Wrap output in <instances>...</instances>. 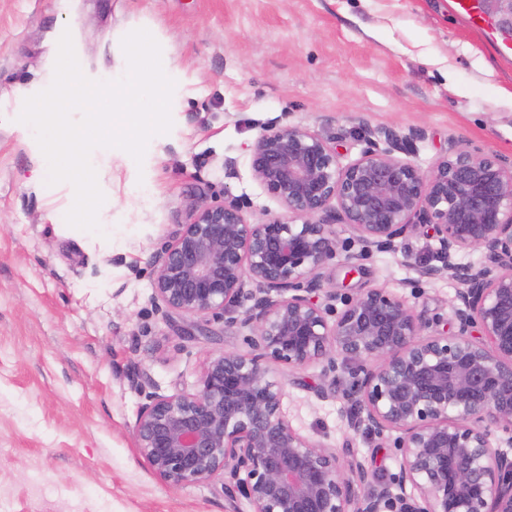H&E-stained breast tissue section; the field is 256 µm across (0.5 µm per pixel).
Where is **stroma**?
<instances>
[{
	"instance_id": "35a3bbf8",
	"label": "stroma",
	"mask_w": 512,
	"mask_h": 512,
	"mask_svg": "<svg viewBox=\"0 0 512 512\" xmlns=\"http://www.w3.org/2000/svg\"><path fill=\"white\" fill-rule=\"evenodd\" d=\"M458 0H0V512H251L221 480L172 488L152 474L133 433L134 367L160 392L195 391L205 360L247 352L244 331L156 308L150 261L205 204L243 199L248 221L284 210L254 178L251 146L272 121L311 130L358 158L371 133L420 130L414 161L430 171L450 142L512 161V45ZM147 29L175 83L173 127L142 162L94 149L106 201L100 232L72 228L74 188L47 185L33 129L18 117L49 86L70 32L92 80L125 73L122 38ZM233 159L234 177L224 175ZM432 239L397 253L340 250L329 285L382 288L454 329L457 280L421 277ZM138 264L132 275L129 264ZM283 410L341 465L378 479L399 470L391 437L349 428L347 369L274 365ZM333 390L320 398V388Z\"/></svg>"
}]
</instances>
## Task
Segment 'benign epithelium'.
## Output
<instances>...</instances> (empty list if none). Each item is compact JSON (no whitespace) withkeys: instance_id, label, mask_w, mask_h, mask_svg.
<instances>
[{"instance_id":"7a95c632","label":"benign epithelium","mask_w":512,"mask_h":512,"mask_svg":"<svg viewBox=\"0 0 512 512\" xmlns=\"http://www.w3.org/2000/svg\"><path fill=\"white\" fill-rule=\"evenodd\" d=\"M512 41V0H476ZM419 131L367 138L344 164L318 134L269 124L251 147L254 178L288 213L251 223L235 198L204 205L153 256V299L191 319L248 332L249 351L208 357L190 393L148 391L133 432L169 487L223 479L224 497L252 512H512V163L453 143L424 172L409 156ZM406 157H400V154ZM345 225L359 256L396 252L428 227L441 274L459 281L457 331L380 288L339 296L323 270ZM479 251L484 261L462 265ZM343 359L358 377L354 431L396 433L399 472L369 492L357 463L296 431L271 364Z\"/></svg>"}]
</instances>
